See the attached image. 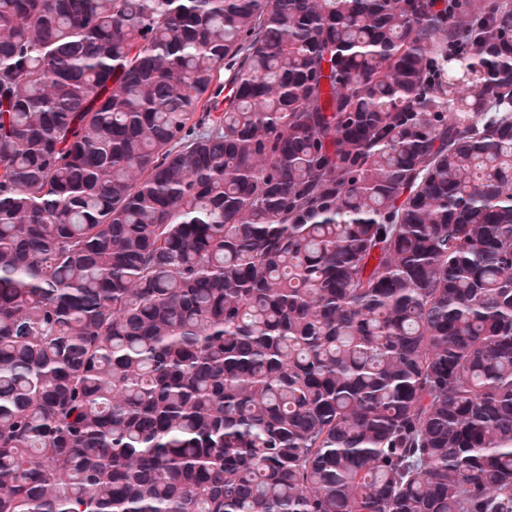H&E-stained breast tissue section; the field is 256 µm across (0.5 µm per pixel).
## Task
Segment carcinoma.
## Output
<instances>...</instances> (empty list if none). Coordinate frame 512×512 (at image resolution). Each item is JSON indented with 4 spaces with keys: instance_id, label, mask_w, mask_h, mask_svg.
Wrapping results in <instances>:
<instances>
[{
    "instance_id": "cac0c4a2",
    "label": "carcinoma",
    "mask_w": 512,
    "mask_h": 512,
    "mask_svg": "<svg viewBox=\"0 0 512 512\" xmlns=\"http://www.w3.org/2000/svg\"><path fill=\"white\" fill-rule=\"evenodd\" d=\"M0 512H512V0H0Z\"/></svg>"
}]
</instances>
